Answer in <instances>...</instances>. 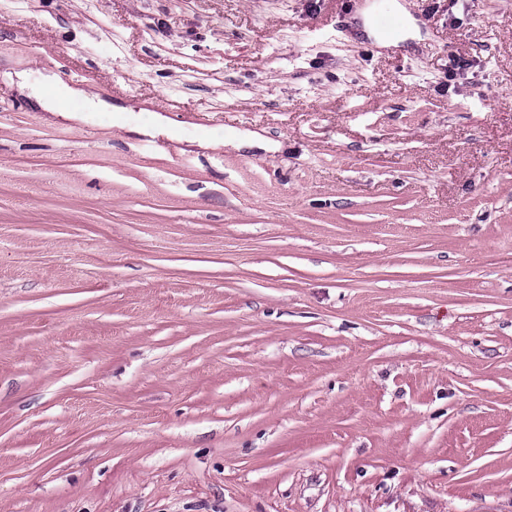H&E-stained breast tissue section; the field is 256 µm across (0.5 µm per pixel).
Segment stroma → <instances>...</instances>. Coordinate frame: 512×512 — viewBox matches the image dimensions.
Returning <instances> with one entry per match:
<instances>
[{
  "instance_id": "35a3bbf8",
  "label": "stroma",
  "mask_w": 512,
  "mask_h": 512,
  "mask_svg": "<svg viewBox=\"0 0 512 512\" xmlns=\"http://www.w3.org/2000/svg\"><path fill=\"white\" fill-rule=\"evenodd\" d=\"M400 2L0 0L126 108L0 81V512H512V0ZM33 96L45 109L52 112H66L61 110L60 103L66 100L79 99L85 103L82 112L93 109L96 104L89 99L82 89L72 87H58L53 76H47L41 89L33 90ZM197 142L199 146L204 148L216 149L225 145H232L236 148H241L244 146L249 147H260L268 149V145L256 134H252L245 137L231 136L226 139L219 137H200L193 140Z\"/></svg>"
}]
</instances>
